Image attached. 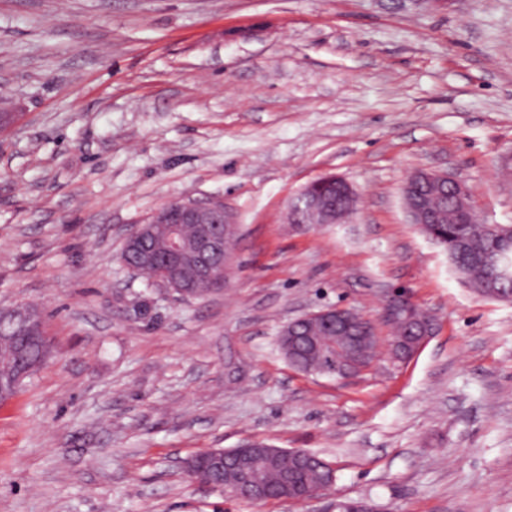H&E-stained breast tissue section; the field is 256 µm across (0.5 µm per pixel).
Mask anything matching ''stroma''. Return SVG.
I'll return each mask as SVG.
<instances>
[{
  "instance_id": "obj_1",
  "label": "stroma",
  "mask_w": 512,
  "mask_h": 512,
  "mask_svg": "<svg viewBox=\"0 0 512 512\" xmlns=\"http://www.w3.org/2000/svg\"><path fill=\"white\" fill-rule=\"evenodd\" d=\"M0 110V307L43 308L52 347L0 403V512H320L185 472L256 440L381 512H512V302L463 285L401 194L445 172L512 224V0H0ZM330 174L355 211L288 223ZM178 198L239 226L230 287L201 300L119 259ZM399 290L435 318L403 361ZM332 305L379 340L346 379L276 344Z\"/></svg>"
}]
</instances>
